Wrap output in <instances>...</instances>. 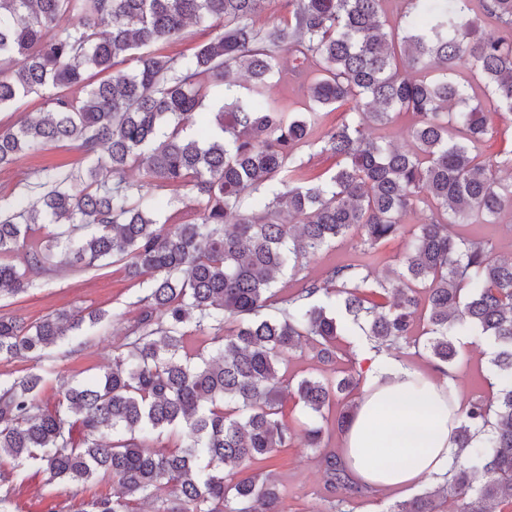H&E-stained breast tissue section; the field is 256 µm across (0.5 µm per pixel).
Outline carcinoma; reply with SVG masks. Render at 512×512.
<instances>
[{
    "label": "carcinoma",
    "instance_id": "obj_1",
    "mask_svg": "<svg viewBox=\"0 0 512 512\" xmlns=\"http://www.w3.org/2000/svg\"><path fill=\"white\" fill-rule=\"evenodd\" d=\"M264 2L0 0V112L31 94L47 105L0 132V168L50 143L88 160L78 174L43 167L24 205H0V296L26 292L30 275L57 257L82 270L122 262L129 277L150 278L106 371L60 385L52 402L40 398L47 368L0 380V512H13V470L31 466L49 485L118 487L83 512H283L262 464L294 443L287 395L304 415V447L324 452L326 484L364 495L369 486L324 451L367 382L354 354L337 380L281 369L304 349L336 364L348 335L339 311L378 352L419 343L416 325L426 321V359L451 381L459 330L496 346L489 396L465 401L452 431L456 468L386 512H442L450 498L455 512L512 508V257L452 232L512 208V177L494 174L512 171V150L478 161L498 135L485 111L512 112V0H479L494 27L486 34L475 28L473 0H401L394 25L385 0H287V14L259 27ZM63 17L72 23L59 26ZM190 24L216 34L187 55L161 52ZM284 52L293 73L315 72L300 112L269 94ZM121 64L127 70L109 74ZM220 93V137L186 134ZM340 108V122L327 124ZM403 114L412 116L408 149L367 131L368 119L388 127ZM316 146L334 160L327 177L302 159ZM130 169L137 187L124 179ZM165 188L189 199L197 220H161L156 191ZM422 206L428 215L403 257L374 276L377 247ZM48 224L57 229L35 236ZM349 236L359 238L361 263L277 297L279 275ZM21 248L24 269L7 261ZM332 297L337 312L321 305ZM105 318L99 309L30 323L0 315V360L40 362L84 322ZM190 331L210 346L190 350ZM176 432L181 442L152 446Z\"/></svg>",
    "mask_w": 512,
    "mask_h": 512
}]
</instances>
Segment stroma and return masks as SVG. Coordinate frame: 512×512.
<instances>
[{
	"label": "stroma",
	"instance_id": "stroma-1",
	"mask_svg": "<svg viewBox=\"0 0 512 512\" xmlns=\"http://www.w3.org/2000/svg\"><path fill=\"white\" fill-rule=\"evenodd\" d=\"M48 164H61L70 171L83 170V154L63 144H50L36 157H24L14 165L0 169V204L13 203L24 186L38 177ZM456 233L487 243L496 255H512V210L498 224H461ZM361 250L355 239L336 243L322 252L302 273L285 272L276 289L289 296L300 288L303 279L318 278L337 264H355ZM148 286L147 279H129L123 263L116 262L99 270L54 267L39 277L33 288L15 297H0V315L18 316L33 322L62 309H103L110 318L106 324H84L78 343L51 349L46 360L53 367L42 390L43 400L56 397L62 381L88 378L111 364L112 354L125 343L140 309L139 301ZM462 357L456 369V388L463 399L488 391L483 375L493 348L480 336L460 337ZM271 471L283 492L284 512H330L332 504L344 496L324 483L318 457L301 445H293L279 454ZM89 493L76 492L66 484L46 485L43 473L27 468L14 481L12 501L15 512H80Z\"/></svg>",
	"mask_w": 512,
	"mask_h": 512
}]
</instances>
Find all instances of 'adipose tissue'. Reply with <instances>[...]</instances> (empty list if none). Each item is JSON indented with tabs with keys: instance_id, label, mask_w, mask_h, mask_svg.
I'll use <instances>...</instances> for the list:
<instances>
[{
	"instance_id": "1",
	"label": "adipose tissue",
	"mask_w": 512,
	"mask_h": 512,
	"mask_svg": "<svg viewBox=\"0 0 512 512\" xmlns=\"http://www.w3.org/2000/svg\"><path fill=\"white\" fill-rule=\"evenodd\" d=\"M355 417L341 437L342 459L361 482L404 488L444 474L456 463L451 432L458 407L448 382L399 364H371Z\"/></svg>"
}]
</instances>
